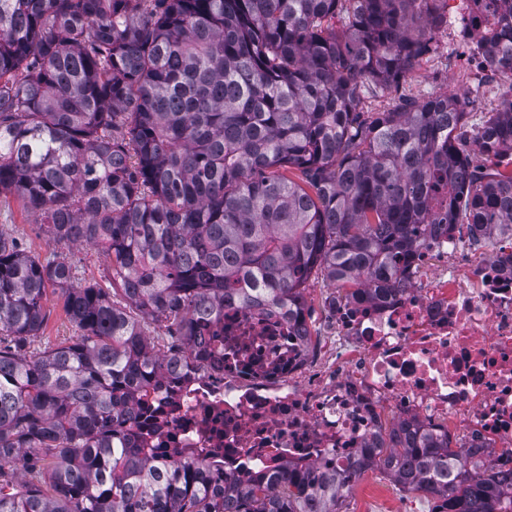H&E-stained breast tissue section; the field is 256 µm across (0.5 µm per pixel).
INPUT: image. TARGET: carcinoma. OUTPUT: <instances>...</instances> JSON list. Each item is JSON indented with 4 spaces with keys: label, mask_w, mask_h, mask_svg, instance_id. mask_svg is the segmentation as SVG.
Here are the masks:
<instances>
[{
    "label": "carcinoma",
    "mask_w": 512,
    "mask_h": 512,
    "mask_svg": "<svg viewBox=\"0 0 512 512\" xmlns=\"http://www.w3.org/2000/svg\"><path fill=\"white\" fill-rule=\"evenodd\" d=\"M437 2L0 0V195L49 241L102 248L122 294L72 288L69 262L0 233V512H340L374 468L434 512H502L512 477L431 437L215 482L131 428L169 366L148 321L190 353L226 298L299 306L320 275L376 299L423 225L512 227V101L474 130L446 94L360 108L431 51ZM482 3L493 34L474 51L512 68V0ZM475 136L496 168L473 163ZM49 285L82 335L29 354Z\"/></svg>",
    "instance_id": "1"
}]
</instances>
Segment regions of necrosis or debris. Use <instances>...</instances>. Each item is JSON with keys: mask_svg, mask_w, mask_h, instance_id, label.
<instances>
[{"mask_svg": "<svg viewBox=\"0 0 512 512\" xmlns=\"http://www.w3.org/2000/svg\"><path fill=\"white\" fill-rule=\"evenodd\" d=\"M484 251L467 225L425 231L401 289H336L319 325L226 301L197 347L136 393L159 462L247 479L284 464L342 469L395 425L512 472V231Z\"/></svg>", "mask_w": 512, "mask_h": 512, "instance_id": "1", "label": "necrosis or debris"}]
</instances>
